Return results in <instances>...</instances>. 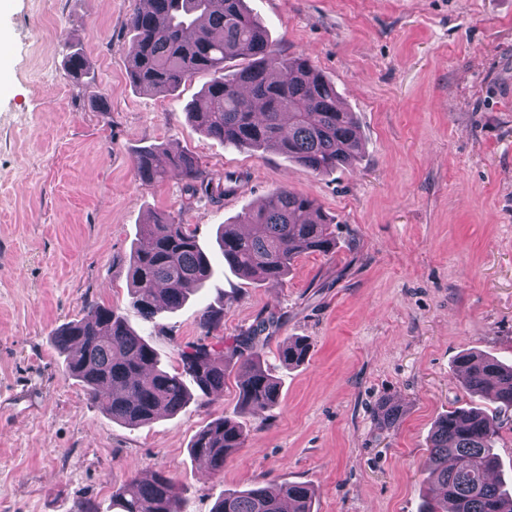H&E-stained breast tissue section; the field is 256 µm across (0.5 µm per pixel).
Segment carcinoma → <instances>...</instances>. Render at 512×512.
<instances>
[{"mask_svg": "<svg viewBox=\"0 0 512 512\" xmlns=\"http://www.w3.org/2000/svg\"><path fill=\"white\" fill-rule=\"evenodd\" d=\"M127 26L132 46L127 59L130 82L139 89L174 92L192 77L210 80L187 111L189 121L207 136L236 148L271 150L318 174L334 173L357 160L362 145L352 113L338 106L336 86L304 57L280 54L245 0H134ZM243 60L234 71L227 64ZM65 65L77 82L88 77L84 53L66 54ZM139 178L159 182L171 170L186 181L191 201L215 202L236 190L238 178L213 176L188 153L162 147L140 150ZM332 222L316 202L287 188L271 192L253 211L222 225L219 246L224 262L253 281H278L302 253L329 254L335 247ZM213 274L210 258L194 231L171 213L143 225L130 258L131 305L146 319L175 309L199 292ZM224 322L223 310L205 308L199 327L208 337ZM263 321L250 336L227 350L205 342L177 349L180 371L165 370L156 350L110 306L94 304L84 316L54 333L66 355V374L84 387L112 419L129 426L149 424L174 414L187 402L193 385L205 396L224 389L226 361L240 374L239 412L272 409L280 383L262 367ZM309 353L302 339L278 352L286 367ZM458 377L473 396L488 395L496 407L456 408L441 417L429 438L430 463L438 494L421 512H512V491L492 478L499 465L497 425L512 414V365L475 352L456 361ZM243 427L224 416L193 437L190 454L214 471L243 447ZM314 493L302 483H276L224 492L213 512H312ZM117 512H182L180 490L163 474L129 478L112 494Z\"/></svg>", "mask_w": 512, "mask_h": 512, "instance_id": "cac0c4a2", "label": "carcinoma"}]
</instances>
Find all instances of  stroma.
Returning <instances> with one entry per match:
<instances>
[{"label": "stroma", "mask_w": 512, "mask_h": 512, "mask_svg": "<svg viewBox=\"0 0 512 512\" xmlns=\"http://www.w3.org/2000/svg\"><path fill=\"white\" fill-rule=\"evenodd\" d=\"M274 47L306 57L354 112L355 165L316 174L271 151L224 146L186 109L207 76L175 94L127 77L132 0H8L0 8V512H112L129 477L172 476L184 512L271 480L310 485L314 512H418L431 488L428 442L465 405L456 359L512 362V0H246ZM88 83L64 66L69 47ZM187 151L240 181L222 204L188 203L169 172L140 180L139 150ZM314 199L336 248L304 253L281 281L229 271L216 245L272 190ZM160 211L195 229L216 273L154 320L130 304L129 258ZM116 308L175 368L203 337L202 309L224 312L225 344L274 319L263 346L280 403L237 414L240 378L193 394L177 414L112 420L65 371L54 332L87 307ZM304 363L283 367L289 339ZM400 404L383 424L380 402ZM237 415L242 448L214 475L189 456L198 430ZM309 353V346L303 339L289 340L278 352V359L285 367L303 363Z\"/></svg>", "instance_id": "obj_1"}]
</instances>
